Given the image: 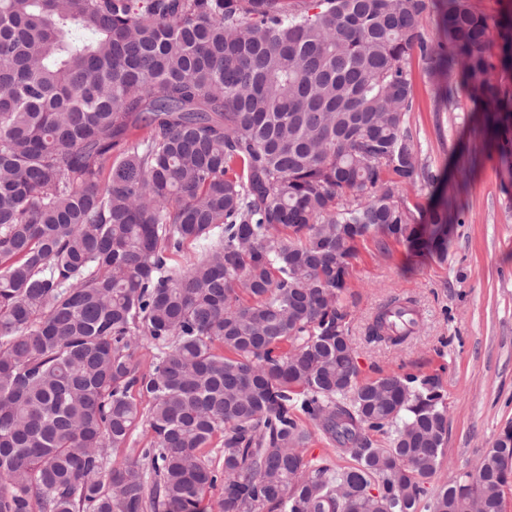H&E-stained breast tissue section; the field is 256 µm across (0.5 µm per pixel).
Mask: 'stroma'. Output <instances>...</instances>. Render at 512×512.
Segmentation results:
<instances>
[{
	"mask_svg": "<svg viewBox=\"0 0 512 512\" xmlns=\"http://www.w3.org/2000/svg\"><path fill=\"white\" fill-rule=\"evenodd\" d=\"M410 70L415 107L409 127L438 184L416 181L402 196L427 223L439 196L455 198L445 260L420 257L404 244L368 235L351 260L343 304L359 382L390 373L434 377L448 406L447 442L428 488L473 472L484 452L512 428V143L490 132L486 116L459 89L458 73ZM456 102L435 104L443 86ZM412 300L421 315L405 343L370 344L365 330L393 298Z\"/></svg>",
	"mask_w": 512,
	"mask_h": 512,
	"instance_id": "1",
	"label": "stroma"
}]
</instances>
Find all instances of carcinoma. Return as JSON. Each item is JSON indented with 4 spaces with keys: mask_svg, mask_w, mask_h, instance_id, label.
<instances>
[{
    "mask_svg": "<svg viewBox=\"0 0 512 512\" xmlns=\"http://www.w3.org/2000/svg\"><path fill=\"white\" fill-rule=\"evenodd\" d=\"M441 2L434 45L426 0H0V512H421L444 395L358 382L341 299L368 234L447 257L452 202L421 224L398 197L439 181L411 56L512 113V18L496 64L487 17ZM418 327L394 299L367 339ZM305 420L354 465L307 458ZM511 467L508 430L427 512H504ZM152 440V432L148 427L147 423L142 420L140 421L135 430L133 431L131 437V443L129 448H117V449H108V459L112 462V460H122L129 455L132 456L131 448H144L147 447Z\"/></svg>",
    "mask_w": 512,
    "mask_h": 512,
    "instance_id": "cac0c4a2",
    "label": "carcinoma"
}]
</instances>
